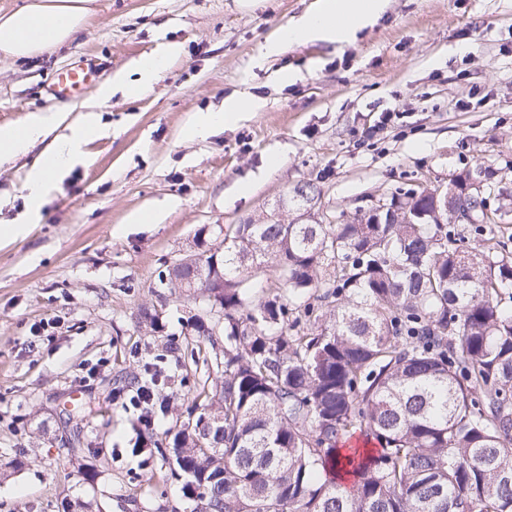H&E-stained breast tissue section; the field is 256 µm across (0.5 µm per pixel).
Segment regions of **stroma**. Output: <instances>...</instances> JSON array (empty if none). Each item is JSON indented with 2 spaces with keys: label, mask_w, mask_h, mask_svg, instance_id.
<instances>
[{
  "label": "stroma",
  "mask_w": 512,
  "mask_h": 512,
  "mask_svg": "<svg viewBox=\"0 0 512 512\" xmlns=\"http://www.w3.org/2000/svg\"><path fill=\"white\" fill-rule=\"evenodd\" d=\"M313 0H93L77 37L40 55H0V125L33 112L87 105L101 136L83 148L50 192L26 237L0 244V512H192L183 481L159 456L138 453L140 410L123 406L119 379L144 364L173 375L161 386L171 411L157 435L177 429L196 392L185 366L216 372L193 314L204 295L158 287L166 264L213 244L217 226L277 215L307 180L323 222L354 218L402 184L436 188L479 166L512 194V0H386L351 42H308L277 56L266 42ZM174 42L150 90L99 102H61L47 92L56 69L94 58L103 75L135 79L138 60ZM261 99L206 138L187 135L197 112L230 95ZM401 114L370 145L357 141L385 109ZM0 159V226L24 221L25 177L44 150ZM279 158L270 167V158ZM248 180L250 194L237 195ZM159 207L155 224L129 213ZM156 313L158 328L141 318ZM54 321L48 335L31 328Z\"/></svg>",
  "instance_id": "stroma-1"
}]
</instances>
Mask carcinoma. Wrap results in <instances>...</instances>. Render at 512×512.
<instances>
[{"instance_id":"carcinoma-1","label":"carcinoma","mask_w":512,"mask_h":512,"mask_svg":"<svg viewBox=\"0 0 512 512\" xmlns=\"http://www.w3.org/2000/svg\"><path fill=\"white\" fill-rule=\"evenodd\" d=\"M481 183L488 211L452 223ZM307 182L281 200L312 208ZM478 167L351 221L229 224L198 244L223 366L171 451L195 512H512V210ZM278 273L260 297L248 283ZM220 415L208 428L202 421ZM366 447H348L354 437Z\"/></svg>"}]
</instances>
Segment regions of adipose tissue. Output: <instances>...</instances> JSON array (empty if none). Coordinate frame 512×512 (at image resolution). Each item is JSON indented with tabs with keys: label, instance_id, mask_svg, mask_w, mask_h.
I'll return each mask as SVG.
<instances>
[{
	"label": "adipose tissue",
	"instance_id": "obj_1",
	"mask_svg": "<svg viewBox=\"0 0 512 512\" xmlns=\"http://www.w3.org/2000/svg\"><path fill=\"white\" fill-rule=\"evenodd\" d=\"M384 0H315L300 20L281 28L267 46L277 53L298 42L336 43L350 39L383 8ZM91 14L87 0H27L26 4L0 16V54L10 58H27L62 46L81 32ZM179 51L171 44L144 57L136 83L125 84L123 76L110 77L99 85L96 96L111 98L114 86L124 85L129 96L145 93ZM262 103L253 97L231 96L218 112L195 115L187 133L206 137L213 130L237 122L244 113L256 112ZM60 120L59 113L37 112L20 125L0 126V159L25 151ZM101 132L95 112L84 114L72 127L69 136L57 140L45 150L25 180L31 211H38L57 179L76 163L84 144Z\"/></svg>",
	"mask_w": 512,
	"mask_h": 512
}]
</instances>
